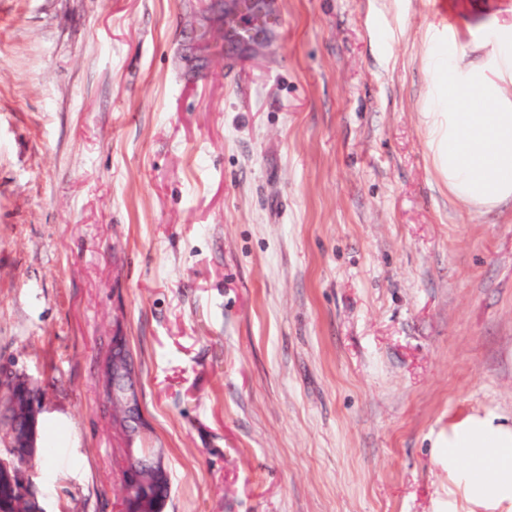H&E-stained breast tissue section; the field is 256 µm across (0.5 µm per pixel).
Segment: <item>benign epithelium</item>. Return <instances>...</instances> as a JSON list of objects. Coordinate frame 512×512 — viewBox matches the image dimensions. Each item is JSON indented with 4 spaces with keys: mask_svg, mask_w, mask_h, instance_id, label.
I'll return each mask as SVG.
<instances>
[{
    "mask_svg": "<svg viewBox=\"0 0 512 512\" xmlns=\"http://www.w3.org/2000/svg\"><path fill=\"white\" fill-rule=\"evenodd\" d=\"M108 366L112 367V374L123 373L127 380L120 393L105 388V398L112 407V427L130 441V445L123 449L128 482L144 481L162 486L171 479L163 449L135 448L131 445L143 424V410L132 355L119 336L112 340ZM36 387V381L30 376L18 372L10 364L0 365V419L7 423L9 429V436L5 438V452L0 453V487L11 495L28 497L34 493L28 483L30 456L36 455L42 448L39 430L44 410ZM19 446L30 449V455L24 458L14 456L11 449Z\"/></svg>",
    "mask_w": 512,
    "mask_h": 512,
    "instance_id": "7a95c632",
    "label": "benign epithelium"
}]
</instances>
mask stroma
<instances>
[{"mask_svg":"<svg viewBox=\"0 0 512 512\" xmlns=\"http://www.w3.org/2000/svg\"><path fill=\"white\" fill-rule=\"evenodd\" d=\"M0 0V363L43 388L48 512H123L133 351L164 512H486L448 430L512 424V200H457L434 60L512 0ZM275 1L241 0V21L231 39L238 44L247 45L260 33L275 34L281 25ZM114 337V338H113ZM112 354L107 371L112 375L125 374L127 383L119 395L115 388L105 387V398L112 407V427L131 442L124 452V468L129 483L144 481L163 486L170 484V472L165 464L163 449L134 448V435L143 424V410L139 402L133 359L128 345L119 336H113Z\"/></svg>","mask_w":512,"mask_h":512,"instance_id":"35a3bbf8","label":"stroma"}]
</instances>
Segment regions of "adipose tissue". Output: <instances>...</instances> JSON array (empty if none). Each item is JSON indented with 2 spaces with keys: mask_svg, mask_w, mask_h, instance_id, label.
I'll use <instances>...</instances> for the list:
<instances>
[{
  "mask_svg": "<svg viewBox=\"0 0 512 512\" xmlns=\"http://www.w3.org/2000/svg\"><path fill=\"white\" fill-rule=\"evenodd\" d=\"M440 71L448 96V121L430 113L428 133L463 201L512 198V54L502 55L496 77H462L455 64ZM448 476L483 507L512 503V426L497 415H472L448 430Z\"/></svg>",
  "mask_w": 512,
  "mask_h": 512,
  "instance_id": "adipose-tissue-1",
  "label": "adipose tissue"
}]
</instances>
